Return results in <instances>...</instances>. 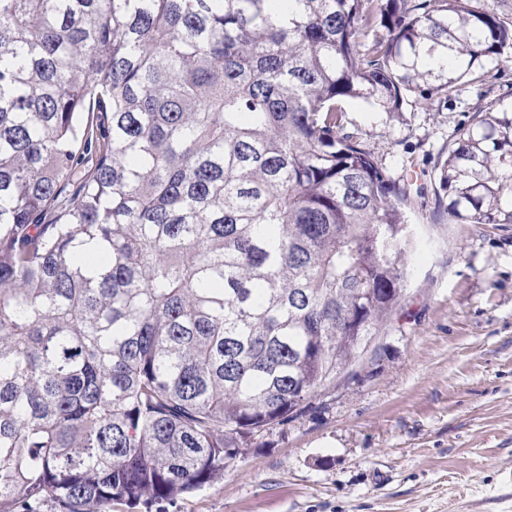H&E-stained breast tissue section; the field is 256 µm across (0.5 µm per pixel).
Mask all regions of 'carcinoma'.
I'll return each instance as SVG.
<instances>
[{"label":"carcinoma","instance_id":"obj_1","mask_svg":"<svg viewBox=\"0 0 512 512\" xmlns=\"http://www.w3.org/2000/svg\"><path fill=\"white\" fill-rule=\"evenodd\" d=\"M364 2L0 0V512L201 489L390 329L408 191L345 103L431 105L512 28ZM441 180L512 224V102Z\"/></svg>","mask_w":512,"mask_h":512}]
</instances>
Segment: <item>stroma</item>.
Instances as JSON below:
<instances>
[{
  "label": "stroma",
  "instance_id": "stroma-1",
  "mask_svg": "<svg viewBox=\"0 0 512 512\" xmlns=\"http://www.w3.org/2000/svg\"><path fill=\"white\" fill-rule=\"evenodd\" d=\"M498 98L512 58L398 117L346 103L347 132L410 183L403 307L356 375L164 512H512V224L457 223L439 180L449 142Z\"/></svg>",
  "mask_w": 512,
  "mask_h": 512
}]
</instances>
